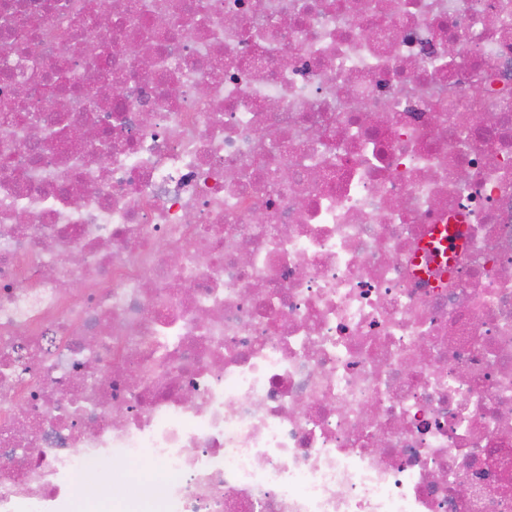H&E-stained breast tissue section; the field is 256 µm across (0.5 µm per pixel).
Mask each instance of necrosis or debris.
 I'll return each mask as SVG.
<instances>
[{"instance_id": "obj_1", "label": "necrosis or debris", "mask_w": 512, "mask_h": 512, "mask_svg": "<svg viewBox=\"0 0 512 512\" xmlns=\"http://www.w3.org/2000/svg\"><path fill=\"white\" fill-rule=\"evenodd\" d=\"M92 2L0 0V512H512V0Z\"/></svg>"}]
</instances>
